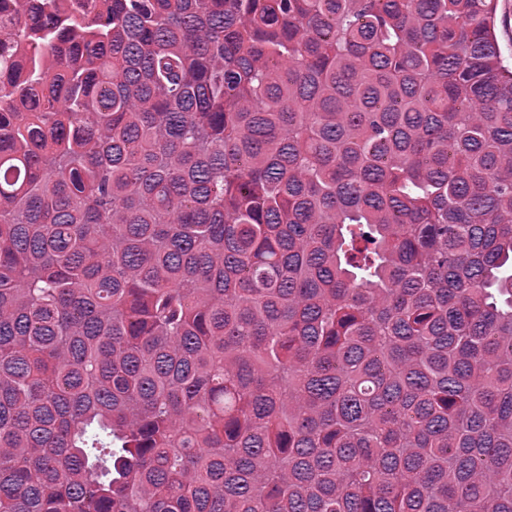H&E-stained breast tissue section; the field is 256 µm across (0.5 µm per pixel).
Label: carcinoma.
<instances>
[{
  "label": "carcinoma",
  "mask_w": 512,
  "mask_h": 512,
  "mask_svg": "<svg viewBox=\"0 0 512 512\" xmlns=\"http://www.w3.org/2000/svg\"><path fill=\"white\" fill-rule=\"evenodd\" d=\"M497 0H0V512H512Z\"/></svg>",
  "instance_id": "1"
}]
</instances>
